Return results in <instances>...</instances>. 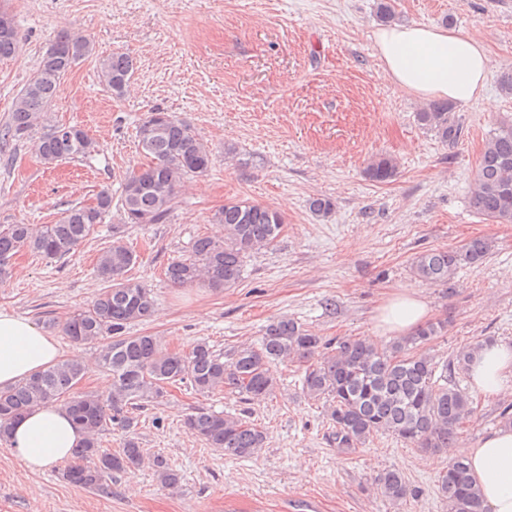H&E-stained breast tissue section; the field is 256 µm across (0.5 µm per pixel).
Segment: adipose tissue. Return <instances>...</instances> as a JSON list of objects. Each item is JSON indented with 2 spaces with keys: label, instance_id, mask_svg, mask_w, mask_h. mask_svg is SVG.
<instances>
[{
  "label": "adipose tissue",
  "instance_id": "adipose-tissue-1",
  "mask_svg": "<svg viewBox=\"0 0 512 512\" xmlns=\"http://www.w3.org/2000/svg\"><path fill=\"white\" fill-rule=\"evenodd\" d=\"M373 40L385 77L399 90L459 106L484 99L489 58L477 39L451 29L394 24L377 28ZM428 316L426 301L406 288L378 307L376 328L385 335L403 336ZM60 356L58 341L41 326L0 307V387L30 376ZM509 374L512 344L504 342L484 346L470 367L473 387L490 395L503 389ZM82 442L83 435L66 410L49 404L16 421L7 446L13 458L36 472L71 458ZM448 455L467 460L486 512H512V427L487 434L476 447L449 449Z\"/></svg>",
  "mask_w": 512,
  "mask_h": 512
}]
</instances>
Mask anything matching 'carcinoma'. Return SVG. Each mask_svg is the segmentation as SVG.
I'll return each mask as SVG.
<instances>
[{
    "label": "carcinoma",
    "instance_id": "obj_1",
    "mask_svg": "<svg viewBox=\"0 0 512 512\" xmlns=\"http://www.w3.org/2000/svg\"><path fill=\"white\" fill-rule=\"evenodd\" d=\"M18 42L15 29L6 37L0 35V59L13 56ZM91 52L84 37L58 35L16 99L0 136L7 140L28 136L60 94L63 78ZM133 70L129 56L114 53L99 60L98 77L112 94L121 96ZM417 121L443 143H454L459 137V125L447 102L430 104L417 113ZM137 137L146 162L124 177L121 220L161 224L173 207L178 182L187 175L207 172L212 154L185 124L160 110L148 113ZM94 149L95 142L82 128L65 124L53 126L36 144V153L46 165L89 156ZM395 172L396 164L388 156L375 157L366 167L368 178L377 182L391 179ZM471 204L489 221L512 223V120L499 123L486 139L472 179ZM308 208L316 217L327 218L334 204L325 197H312ZM111 209L112 195L103 191L96 204L73 206L54 224L0 225V280L11 274V260L22 251L46 259L70 254ZM212 222L222 225L223 237L195 238L189 257L165 267L171 285L235 287L249 254L273 244L284 226L279 212L248 200L224 203ZM121 233V226H113L112 245L97 257L96 273L107 287L63 325L64 335L73 344H99L96 361L112 376L111 395L104 400L92 393L74 392L86 373L80 358L62 359L0 389V443L7 442L13 423L31 409L63 402L72 421L85 433L83 445L62 470L68 483L96 489L112 473L137 468L142 448L135 438L125 439L123 447L112 453L101 449L100 437L110 429L129 432L135 427L134 410L164 397L166 386L186 383L203 395L227 389L246 402H263L278 389L274 367L281 364L304 366L302 391L310 399L328 402L336 447L345 453L356 451L379 433L434 452L454 443L463 424L475 415L474 401L467 393L440 383L438 365L425 350L446 329L442 321L426 322L383 347L367 337H354L336 341L329 351L320 337L288 317L267 325L259 346H243L227 355L205 341L196 342L186 352L164 348L158 336L129 334L132 325L152 315L156 300L150 288L130 277L139 256L123 243ZM490 250L491 243L484 238H474L459 249L427 250L413 259L412 271L424 282L446 284L459 270L481 265ZM185 424L208 447L226 456L252 458L265 447V432L243 417L199 411L187 416ZM154 466L162 487H178L180 477L164 458L156 457ZM375 481L391 503L409 494L404 476L397 471H384ZM438 492L448 512H484L480 489L461 459L445 468Z\"/></svg>",
    "mask_w": 512,
    "mask_h": 512
}]
</instances>
